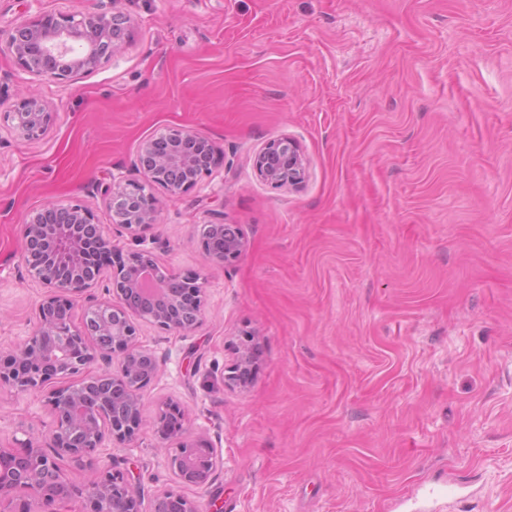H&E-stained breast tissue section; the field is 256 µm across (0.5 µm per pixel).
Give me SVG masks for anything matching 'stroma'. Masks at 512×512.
Listing matches in <instances>:
<instances>
[{
  "label": "stroma",
  "instance_id": "stroma-1",
  "mask_svg": "<svg viewBox=\"0 0 512 512\" xmlns=\"http://www.w3.org/2000/svg\"><path fill=\"white\" fill-rule=\"evenodd\" d=\"M111 9L124 51L34 84L57 114L41 139L0 128V354L45 294L27 215L81 200L125 251L96 188L138 178L144 140L192 130L222 159L184 195L154 187L144 233L205 311L184 334L141 324L161 364L145 425L68 478L128 473L142 512L165 490L201 512H512V0H0V31ZM283 138L307 160L296 189L253 170ZM221 221L247 240L230 264L198 245ZM248 334L255 375L228 387ZM171 403L220 458L207 488L176 480L150 428ZM52 429L42 392H0V448Z\"/></svg>",
  "mask_w": 512,
  "mask_h": 512
}]
</instances>
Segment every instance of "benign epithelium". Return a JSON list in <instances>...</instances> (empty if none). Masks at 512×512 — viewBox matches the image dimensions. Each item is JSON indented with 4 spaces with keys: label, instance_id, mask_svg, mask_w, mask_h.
<instances>
[{
    "label": "benign epithelium",
    "instance_id": "obj_1",
    "mask_svg": "<svg viewBox=\"0 0 512 512\" xmlns=\"http://www.w3.org/2000/svg\"><path fill=\"white\" fill-rule=\"evenodd\" d=\"M127 18L118 12L88 15L47 13L24 21L10 33L0 32V41L18 71L37 81H74L121 53L126 44L120 23ZM55 113L46 103L25 92L10 110L0 113L18 136L37 140L53 124ZM213 148L205 137L189 130L172 128L145 141L139 153L143 179L112 178L100 187V195L113 209L126 205L121 224L132 234L135 248L112 264L114 245L105 234L92 207L80 200L50 203L26 221L24 261L32 278L47 292L35 310L32 331L10 357L0 360V390L17 393L46 390L45 398L54 418L49 449L27 443L19 448L0 449V512H141L142 497L136 484L123 472L107 470L88 486L72 485L60 462L76 465L92 462L97 449L107 441L125 443L141 429L143 389L157 377L158 358L137 345L138 328L131 322L117 324L112 313L117 304L129 307L139 317L164 330L186 333L190 328L176 318L191 295L194 319L205 305L204 289L195 277L162 274L174 284L162 309L144 307L139 276L158 269L153 253L143 247L140 231L157 222L158 199L152 186L178 196L211 176L212 168H199L187 146ZM253 168L266 182L296 186L306 172V162L291 139L269 143L255 155ZM204 226L199 241L204 254L230 263L245 252L247 241L234 224L224 225V250L210 246ZM91 264L97 274L108 276L109 298H90L82 311L81 326L72 319V296L92 287L94 281L80 276V268ZM100 325L107 339L87 337L86 326ZM123 353L112 369L115 353ZM252 366L251 352L237 351V360L226 380L244 384L241 375ZM69 379L64 385L46 389L53 376ZM161 443L171 447V469L179 483L206 488L219 464L214 448L201 438L186 437L182 423L165 427L153 424ZM173 512H199L191 499L173 491L155 496L153 512L164 505Z\"/></svg>",
    "mask_w": 512,
    "mask_h": 512
}]
</instances>
